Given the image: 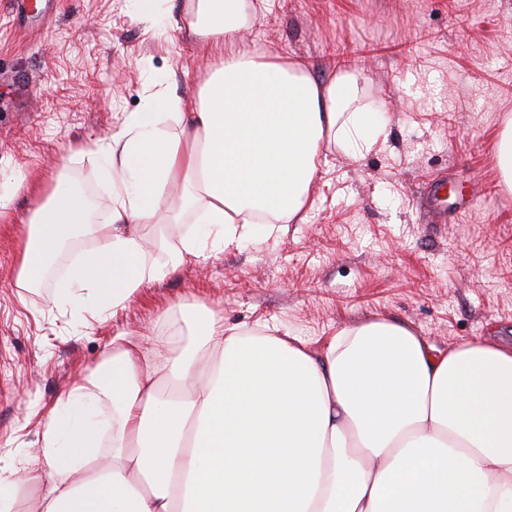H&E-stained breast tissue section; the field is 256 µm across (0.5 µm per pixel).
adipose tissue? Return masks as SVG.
Segmentation results:
<instances>
[{
	"instance_id": "1",
	"label": "adipose tissue",
	"mask_w": 512,
	"mask_h": 512,
	"mask_svg": "<svg viewBox=\"0 0 512 512\" xmlns=\"http://www.w3.org/2000/svg\"><path fill=\"white\" fill-rule=\"evenodd\" d=\"M270 0H195L187 30L223 48L196 96L148 95L91 148L110 186L106 225L57 179L20 234L16 285L51 284L82 326L260 224L302 220L322 156L387 140L385 108L360 76L315 77L259 54L242 33ZM180 206L161 215L168 187ZM182 226L177 241L147 225ZM81 252L56 280L49 262ZM193 342L158 355L119 332L46 412L37 457L17 479L0 452V512L22 485L32 512H512V346L440 351L409 324L373 318L322 349L276 326L224 323L201 308Z\"/></svg>"
}]
</instances>
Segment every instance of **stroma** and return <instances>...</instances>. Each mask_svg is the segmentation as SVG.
Returning <instances> with one entry per match:
<instances>
[{
    "instance_id": "35a3bbf8",
    "label": "stroma",
    "mask_w": 512,
    "mask_h": 512,
    "mask_svg": "<svg viewBox=\"0 0 512 512\" xmlns=\"http://www.w3.org/2000/svg\"><path fill=\"white\" fill-rule=\"evenodd\" d=\"M192 0H164L155 23L127 0H49L43 14L0 0V446L18 467L36 453L44 410L85 375L120 331L156 334L158 318L198 303L230 325H276L322 348L371 318L411 324L440 351L512 345V190L494 145L512 119V0H273L243 33L313 74L361 75L362 102L385 105L388 138L361 158L321 160L304 222L190 261L143 289L116 320L82 333L50 288L17 290L20 230L57 177L92 191L108 221L109 187L89 144L147 95L198 93L219 62L184 29ZM473 210L437 221L448 194ZM20 193H12L15 183Z\"/></svg>"
}]
</instances>
